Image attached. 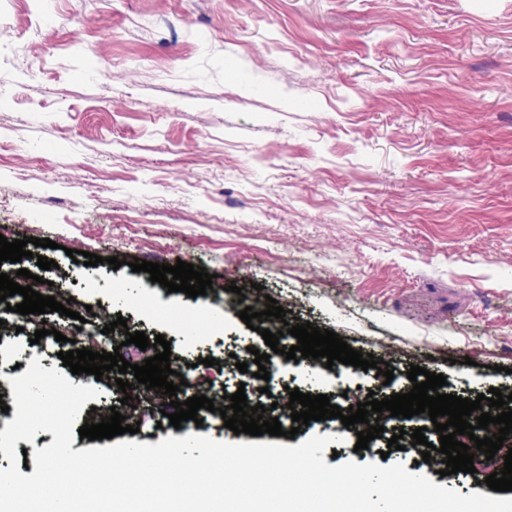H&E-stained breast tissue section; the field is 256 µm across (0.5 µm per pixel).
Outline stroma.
Masks as SVG:
<instances>
[{
    "label": "stroma",
    "mask_w": 512,
    "mask_h": 512,
    "mask_svg": "<svg viewBox=\"0 0 512 512\" xmlns=\"http://www.w3.org/2000/svg\"><path fill=\"white\" fill-rule=\"evenodd\" d=\"M0 235L56 243L7 275L55 260L47 276L73 311L98 304V326L123 317L182 362L217 359L201 377L222 374L276 417L294 388L342 390L344 407L409 392L414 364L444 375L446 394L512 389V0H0ZM136 258L204 267L214 291L167 292L131 270ZM113 281L222 328L184 342L116 302ZM232 284L389 362L393 380L351 366L339 385L310 380L247 328ZM0 319L7 367L37 351L62 368V344L30 339L79 325ZM258 351L265 394L235 375L240 362L256 371ZM140 421L123 441H254L217 412L178 429L147 409ZM391 436L323 457L400 463L486 496L477 478L504 465L478 454L475 473L443 476L420 446L388 449Z\"/></svg>",
    "instance_id": "35a3bbf8"
}]
</instances>
